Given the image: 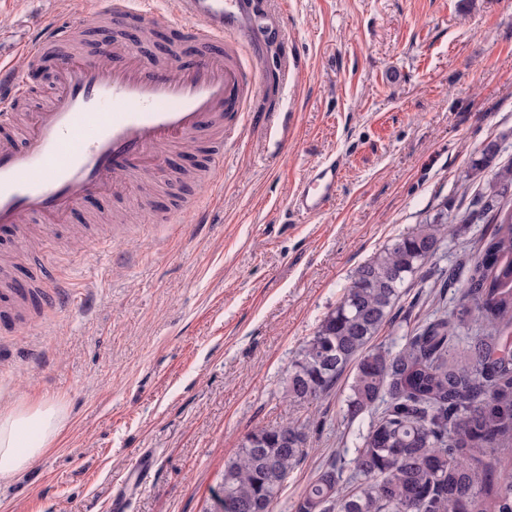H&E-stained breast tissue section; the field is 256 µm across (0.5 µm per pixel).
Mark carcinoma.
Instances as JSON below:
<instances>
[{
	"mask_svg": "<svg viewBox=\"0 0 512 512\" xmlns=\"http://www.w3.org/2000/svg\"><path fill=\"white\" fill-rule=\"evenodd\" d=\"M512 162L498 167L459 224L494 232L448 272L460 279L459 308L405 337L397 351L371 346L401 288L438 251L448 215L394 238L359 266L336 308L288 369L293 402L328 395L353 370L345 417H370L352 459L351 489L339 491L336 464L311 481L294 512H512ZM293 423L250 432L224 464L223 512H274L305 454Z\"/></svg>",
	"mask_w": 512,
	"mask_h": 512,
	"instance_id": "obj_1",
	"label": "carcinoma"
}]
</instances>
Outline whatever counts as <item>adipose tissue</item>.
<instances>
[{
  "label": "adipose tissue",
  "instance_id": "adipose-tissue-1",
  "mask_svg": "<svg viewBox=\"0 0 512 512\" xmlns=\"http://www.w3.org/2000/svg\"><path fill=\"white\" fill-rule=\"evenodd\" d=\"M63 415L53 402L41 401L0 411V478L30 467L58 438Z\"/></svg>",
  "mask_w": 512,
  "mask_h": 512
}]
</instances>
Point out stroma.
<instances>
[{
    "label": "stroma",
    "mask_w": 512,
    "mask_h": 512,
    "mask_svg": "<svg viewBox=\"0 0 512 512\" xmlns=\"http://www.w3.org/2000/svg\"><path fill=\"white\" fill-rule=\"evenodd\" d=\"M104 0H0V55L25 74L21 41L40 25L113 20ZM242 22L254 31L244 64L264 77L241 116L238 142L215 138L163 153L164 182L126 197L82 200L39 257L0 237L12 277L65 281L52 305L0 287V410L50 400L64 412L53 446L0 480V512H206L224 463L255 428L294 423L306 456L275 512L329 462L348 467L367 419L347 422L351 374L328 396L290 402L292 360L340 301L354 271L399 234L441 210L464 211L490 179L476 170L498 142L512 160V0H265ZM287 125V141L277 130ZM224 152L220 188L204 182ZM340 159L330 208L297 214L306 169ZM195 223L166 224L170 209ZM490 224H456L435 258L445 269L472 252ZM458 288L434 275L406 283L376 345L403 338ZM147 477L127 476L142 453Z\"/></svg>",
    "instance_id": "1"
}]
</instances>
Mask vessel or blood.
I'll return each mask as SVG.
<instances>
[{"instance_id": "obj_1", "label": "vessel or blood", "mask_w": 512, "mask_h": 512, "mask_svg": "<svg viewBox=\"0 0 512 512\" xmlns=\"http://www.w3.org/2000/svg\"><path fill=\"white\" fill-rule=\"evenodd\" d=\"M182 20L180 32L199 49L192 67L172 70L139 59L133 50L109 47V71L82 56L56 58V92L44 109L28 113L19 130L0 134V233L29 220L50 232L62 229L68 213L87 196L121 195L132 180L148 176L161 150L186 139L221 132L229 139L244 106L250 74L228 55L210 48L235 33L242 0H171ZM113 20L149 26L152 0H109ZM66 31L45 26L38 39L21 43L20 54L38 64L62 42ZM28 93L12 63L0 57V113L9 114ZM340 163L312 167L299 185L294 211L323 214L342 178Z\"/></svg>"}]
</instances>
